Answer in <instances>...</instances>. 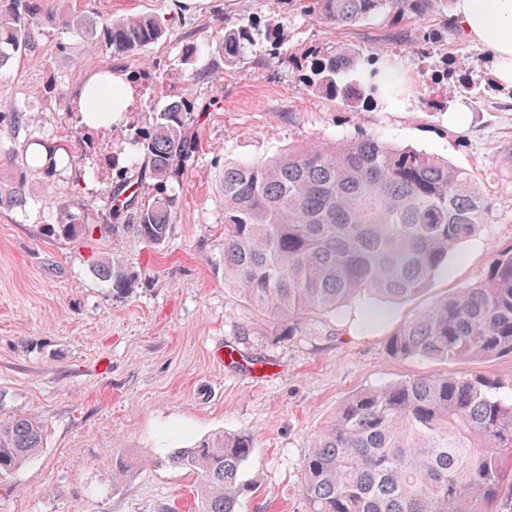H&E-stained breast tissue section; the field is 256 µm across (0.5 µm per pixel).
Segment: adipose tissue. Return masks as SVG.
<instances>
[{
	"label": "adipose tissue",
	"mask_w": 512,
	"mask_h": 512,
	"mask_svg": "<svg viewBox=\"0 0 512 512\" xmlns=\"http://www.w3.org/2000/svg\"><path fill=\"white\" fill-rule=\"evenodd\" d=\"M454 17L462 33L495 58L498 80L512 84V0H455ZM133 98L129 76L107 70L86 80L75 103L87 119L97 102H110L113 111L122 113L129 110Z\"/></svg>",
	"instance_id": "ef3b65f1"
}]
</instances>
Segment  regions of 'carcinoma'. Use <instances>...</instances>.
<instances>
[{
    "mask_svg": "<svg viewBox=\"0 0 512 512\" xmlns=\"http://www.w3.org/2000/svg\"><path fill=\"white\" fill-rule=\"evenodd\" d=\"M453 0H288L312 19L336 28L376 20L398 28L432 17L426 43L457 27ZM46 24L73 34L92 49L123 60L169 34L160 13L102 18L91 9L58 13L45 0H0V72L36 49ZM207 51L236 67L255 62L262 43L288 41L272 26L224 24ZM313 56L307 86L359 109L395 90L405 76L373 52L346 44ZM360 69L359 79L343 75ZM199 111L190 90L167 102L152 126L129 137L130 162L141 164L155 194L119 173L109 190L115 204L107 223L89 224L69 206L46 228L65 242L120 241L127 235L165 243L177 197L168 186L187 171L198 149L190 122ZM29 121L19 109L0 124ZM15 164L0 207L49 192L29 176L43 157L29 145L8 155ZM224 287L256 313L272 319L277 336L299 335L314 315L334 316L358 301L415 299L428 290L448 258L488 222L489 202L471 171L435 154L372 135L330 142H290L270 156L224 160ZM97 274L120 295L128 276L103 258ZM394 359L489 362L512 357V246L496 252L485 278L416 309L389 334ZM43 425L25 413L0 419V476L34 460L44 445ZM255 449L250 434L218 431L181 448L172 461L199 478L198 512H239L240 476ZM306 512H512V386L484 374L415 376L359 389L314 433L301 460Z\"/></svg>",
    "mask_w": 512,
    "mask_h": 512,
    "instance_id": "obj_1",
    "label": "carcinoma"
}]
</instances>
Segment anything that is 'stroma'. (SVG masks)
<instances>
[{"label": "stroma", "mask_w": 512, "mask_h": 512, "mask_svg": "<svg viewBox=\"0 0 512 512\" xmlns=\"http://www.w3.org/2000/svg\"><path fill=\"white\" fill-rule=\"evenodd\" d=\"M60 3L89 6L105 18L161 11L172 28L167 39L119 62L79 41L56 53L60 33L53 29L24 61L0 72V112L18 108L34 117L16 133L0 126V189L11 177L4 157L23 142L62 144L69 154L68 165L48 178L50 196L0 208V418L26 412L46 433L36 461L0 477V512H196L197 478L171 457L219 430L256 441L242 470L241 512H305L302 455L352 392L447 370L512 384V357L448 365L390 358L386 340L393 323L413 309L410 301H384L391 312L385 324H365L349 308L334 318L312 317L299 335H273L268 321L225 288L218 265L225 158L251 159L291 141L361 131L477 173L489 222L450 256L430 293L480 281L496 250L512 244V164L505 158L512 100H505L487 50L456 30L437 47L474 70L470 90L447 93L464 111H432L428 87L356 111L309 90L305 50L348 43L414 71L421 61L412 46L428 22L342 30L291 10L286 0H48L52 7ZM219 11L231 25H280L289 41L264 51L258 65L228 68L209 54L197 58L206 77L194 97L210 108L197 118L199 151L174 186L177 210L164 246L47 237L43 229L56 223L59 201L101 222L116 177L108 156L118 157L129 179L151 192V182L129 166L128 134L150 127L166 102L183 93V35L215 42ZM114 66L135 79L133 105L113 125L82 128L71 107L77 89L90 74ZM78 173L84 183L76 192ZM106 255L132 278L123 295L113 294L93 267ZM229 346L262 361L266 377L226 366ZM119 455L130 468L117 478Z\"/></svg>", "instance_id": "1"}]
</instances>
